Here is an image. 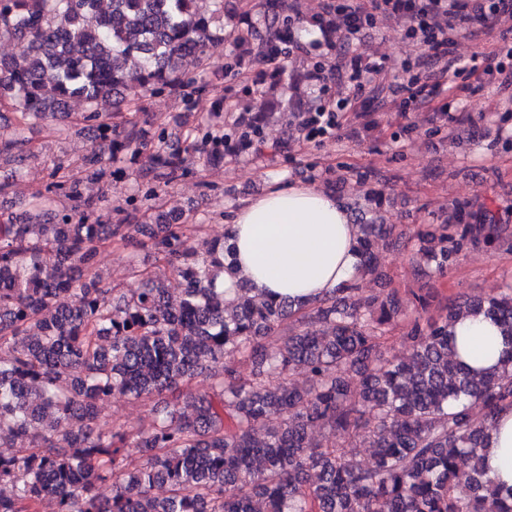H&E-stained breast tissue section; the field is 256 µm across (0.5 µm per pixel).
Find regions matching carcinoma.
Segmentation results:
<instances>
[{
    "label": "carcinoma",
    "instance_id": "1",
    "mask_svg": "<svg viewBox=\"0 0 512 512\" xmlns=\"http://www.w3.org/2000/svg\"><path fill=\"white\" fill-rule=\"evenodd\" d=\"M0 0V40L21 50L0 57V108L17 114L0 158L23 160L26 127L71 118L93 133L86 158L100 178L152 146L157 198L194 164L196 154L224 161L214 112L196 141L146 142L132 123L112 119L143 93L169 91L190 108L204 89L194 70L209 67L207 49L229 37L234 53L275 64L272 85L286 94L299 78L288 70L302 32L336 44V13L303 16L298 0H267L262 23L242 27L245 0ZM231 23L224 33V21ZM112 102L113 112L97 110ZM268 111L239 116L237 139L262 141ZM51 173L21 222L0 224V432L19 441L0 455V512H512V487L495 486L484 467V440L500 410L512 407V352L477 372L454 353L450 329L461 315H483L512 337V287L448 304L428 315L430 296L413 295L412 316L394 291L362 296L360 282L381 264L378 241L396 225L357 218L356 275L314 303L260 298L242 287L224 301L231 246L195 240L201 224H113L82 197V181ZM153 251L158 266L131 275V293L108 287L100 255L112 244ZM512 253V226L490 210L448 208V222L419 233L412 264L442 273L465 250ZM56 253L52 264L44 253ZM184 281L177 297L164 281ZM404 323L408 358L386 355L381 336ZM255 363L249 377L240 366ZM201 391L185 389L209 366ZM307 374V385L293 381ZM168 401L138 426L110 421L115 394ZM371 449L336 450V436ZM112 485V496L97 488ZM166 487L157 497L154 488Z\"/></svg>",
    "mask_w": 512,
    "mask_h": 512
}]
</instances>
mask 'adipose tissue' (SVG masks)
Wrapping results in <instances>:
<instances>
[{"label": "adipose tissue", "instance_id": "obj_1", "mask_svg": "<svg viewBox=\"0 0 512 512\" xmlns=\"http://www.w3.org/2000/svg\"><path fill=\"white\" fill-rule=\"evenodd\" d=\"M234 252L224 297L240 287L274 299L304 302L328 295L355 274L359 229L336 198L311 183L274 182L234 211L228 226ZM467 365L490 368L512 349L498 324L467 317L452 330ZM490 480L512 487V408L500 412L485 442Z\"/></svg>", "mask_w": 512, "mask_h": 512}]
</instances>
